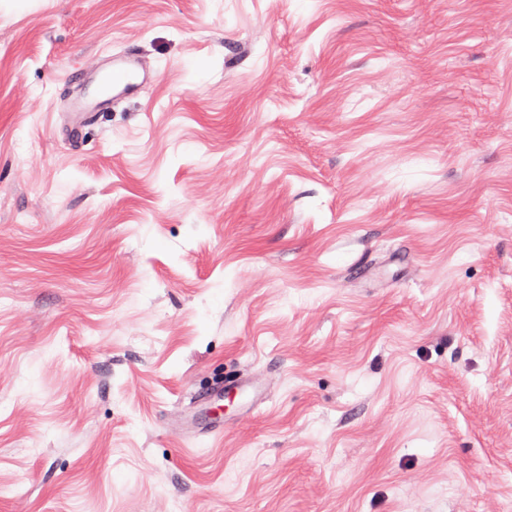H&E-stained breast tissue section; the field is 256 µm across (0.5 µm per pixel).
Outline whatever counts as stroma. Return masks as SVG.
Masks as SVG:
<instances>
[{
	"instance_id": "35a3bbf8",
	"label": "stroma",
	"mask_w": 512,
	"mask_h": 512,
	"mask_svg": "<svg viewBox=\"0 0 512 512\" xmlns=\"http://www.w3.org/2000/svg\"><path fill=\"white\" fill-rule=\"evenodd\" d=\"M0 512H512V0H0Z\"/></svg>"
}]
</instances>
